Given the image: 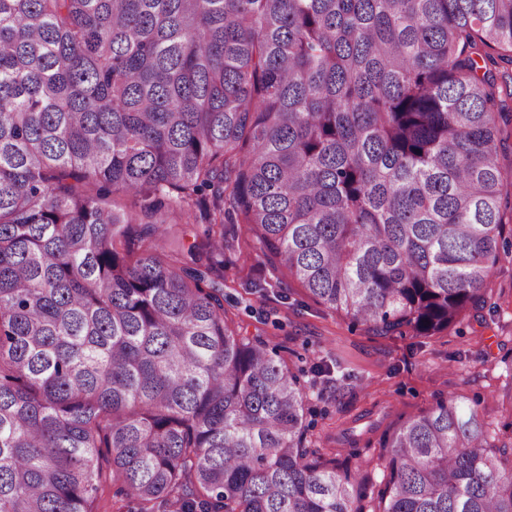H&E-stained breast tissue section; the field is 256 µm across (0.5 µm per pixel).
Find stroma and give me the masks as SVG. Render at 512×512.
I'll return each instance as SVG.
<instances>
[{
  "instance_id": "35a3bbf8",
  "label": "stroma",
  "mask_w": 512,
  "mask_h": 512,
  "mask_svg": "<svg viewBox=\"0 0 512 512\" xmlns=\"http://www.w3.org/2000/svg\"><path fill=\"white\" fill-rule=\"evenodd\" d=\"M248 238L245 225H225L226 317L299 372L310 445L335 448L337 463L359 472L365 512L385 487L383 435L439 399L477 409L496 443L512 448V258L497 266L484 302L448 331L376 336L317 303Z\"/></svg>"
}]
</instances>
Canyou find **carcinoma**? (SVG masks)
Listing matches in <instances>:
<instances>
[{
  "label": "carcinoma",
  "instance_id": "carcinoma-1",
  "mask_svg": "<svg viewBox=\"0 0 512 512\" xmlns=\"http://www.w3.org/2000/svg\"><path fill=\"white\" fill-rule=\"evenodd\" d=\"M502 63L512 0H0V512H97L104 463L138 512H364L224 225L377 335L456 325L512 253ZM380 448L377 512H512L455 397Z\"/></svg>",
  "mask_w": 512,
  "mask_h": 512
}]
</instances>
